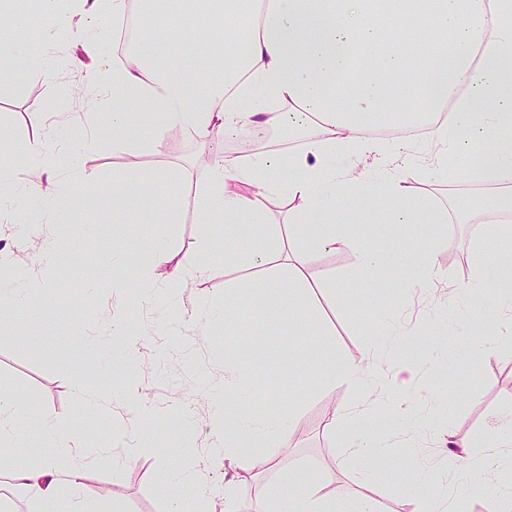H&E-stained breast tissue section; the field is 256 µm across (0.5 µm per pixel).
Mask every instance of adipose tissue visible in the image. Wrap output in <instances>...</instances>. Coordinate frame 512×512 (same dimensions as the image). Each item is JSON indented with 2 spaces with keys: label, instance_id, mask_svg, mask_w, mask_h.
<instances>
[{
  "label": "adipose tissue",
  "instance_id": "ef3b65f1",
  "mask_svg": "<svg viewBox=\"0 0 512 512\" xmlns=\"http://www.w3.org/2000/svg\"><path fill=\"white\" fill-rule=\"evenodd\" d=\"M144 29L138 39L112 54V71L89 91L107 100L104 123L113 132L151 131L161 137L173 125L190 127L203 140L216 133L282 125L285 115L312 129L299 151L250 154L232 160L216 157L198 176L196 211L200 223L223 217L226 234L246 224L250 233L237 250L254 269L273 267L267 288L281 283L306 287L305 271L328 247L350 249L361 274L414 266L425 281L436 275L429 247L370 248L334 220L336 200L372 196L382 189L394 202L372 209L383 224H445L446 208L417 194L410 183L416 159L397 140L377 136L380 128H401L403 115L417 112L434 149L431 171L448 170L449 156L466 159L474 144L489 142L484 154L498 192L490 208L500 218L499 251L476 261L478 289L467 290L471 304L489 308L487 323H470L469 344L481 353L493 342L512 341V0H140ZM405 78L409 96H401L395 77ZM346 152L355 161L345 169L328 160ZM287 188H280V177ZM159 171L112 181L114 223L126 215L152 227L153 257L144 281L172 283L185 273L208 277V264L173 262L169 228L178 221L177 198L158 196L150 207L131 211L144 182L163 180ZM72 188L55 185L43 193V211L53 224L73 225L76 233L92 226L77 223ZM290 203L287 229L269 224L270 206ZM289 243L288 262L275 267L281 243ZM112 334L122 338L121 352L135 359L141 338L126 329L127 289L112 280ZM396 327L373 332L371 353L356 363L330 358L334 380L356 388L362 402L378 396L394 412L411 418L408 393L422 369L397 358L378 372L373 354L399 335ZM247 363L224 353V388L206 401L215 431L208 444L213 455L236 462L250 448L287 447L290 416L252 414L242 397ZM34 427L45 447L37 459L24 451V431ZM329 434H341L371 468L402 455L415 460L420 491L412 512H461L476 484L494 492L492 512H512V416L489 424L488 445L449 440L444 464L418 460L417 448H395L385 436L366 435L357 415L327 422ZM0 488L27 506V512H56L63 488L81 484L95 449L80 433L63 430L49 417L32 415L24 400L0 392ZM271 512H377L368 496L336 506L321 484L289 472Z\"/></svg>",
  "mask_w": 512,
  "mask_h": 512
}]
</instances>
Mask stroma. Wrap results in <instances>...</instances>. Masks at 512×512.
Here are the masks:
<instances>
[{
  "label": "stroma",
  "instance_id": "obj_1",
  "mask_svg": "<svg viewBox=\"0 0 512 512\" xmlns=\"http://www.w3.org/2000/svg\"><path fill=\"white\" fill-rule=\"evenodd\" d=\"M72 19V30L64 40L43 28L28 31V56L13 60L0 73V132L11 146L5 160L14 187L20 189L27 188L33 177L27 166L15 165V155L23 153L28 143L51 137L58 153L54 178L79 181L77 215L96 221L98 230L77 241L69 227L56 226L63 256L43 265L37 253L45 227L29 220L43 208L40 195L29 196L20 210L0 216V254L7 258L0 268V282L32 294L29 304L13 311L11 327L0 330V390L18 394L32 413L49 415L62 428L83 433L87 442L105 447L126 414L116 406L107 416L82 404L74 381L82 379L90 394L109 396L123 387L126 378H138L145 397L165 420L159 447L119 468L106 458L89 465L81 491L102 500L110 512H166L157 482L163 469L173 467L181 457L180 414L186 410L195 414L193 458L202 457L199 448L212 437L209 414L199 403L208 387L224 381V326L213 313L223 306L224 289L229 286L235 290L243 333L239 353L248 358L251 375L266 377L265 384L250 385L246 403L256 413H290L292 446L260 449L269 465L257 473L228 464L220 456L206 458L212 508L222 512L225 494L246 483L250 489L237 497L236 512H266L279 495L282 475L305 470L324 479L336 503L367 494L379 512H410L416 486L404 458H397L368 482L365 462L345 461L344 441L324 433L325 422L352 408L358 399L353 387L330 379L326 358L333 354L348 362L360 361L368 352L372 330L393 311L403 313L402 325L408 330L435 324L436 334L425 345L404 347L405 356H418L425 371L439 381L431 390L414 395L416 423L406 425L377 399L367 405L363 426L375 434L386 433L394 445H416L426 460L436 464L444 463L449 439L481 441L492 420L512 414V343L495 345L490 353L473 359L458 354L468 332L459 318L467 312L450 300L452 287L470 284L477 255L492 254L496 243L486 223L487 212L477 207L493 189L470 172L481 150H474L468 162L458 164L447 178L426 171L417 176L418 192L470 217L469 223L450 225L447 242L436 245L439 277L433 285H419L417 270L409 266L366 279L357 270L355 255L338 248L316 255L306 271L310 288L283 287L273 292L265 288L263 274L225 251L223 224L197 221L199 171L215 154L235 156L232 140L218 134L205 143L189 128L174 126L157 147L146 135L129 138L107 131L95 151L72 154V146L90 130L82 118L94 109L83 93L87 80L112 64V12L99 10L89 23L76 11ZM87 43L96 45V56H86ZM44 55L58 60L52 73H43L36 65ZM36 103L42 108L37 125L29 118ZM140 170L165 174L164 180L143 185V201L167 193L183 202L170 240L175 259H204L211 266L208 278L188 277L178 309L162 289L153 298L139 297L149 254V226L113 223L111 209L91 206L84 193L90 186L111 192L113 176ZM351 230L385 246L422 240L434 232L428 224H379L370 219ZM116 245L125 253L123 276L134 298L127 310L129 326L142 336L143 345L139 358L131 362L120 351L106 349L102 372L89 373L77 339L112 333L106 320L111 304L104 286L106 272L97 257ZM370 293L383 296L386 304L366 313L362 301ZM298 301L312 303L321 315L320 329L303 337L278 314ZM260 310L265 311V320L257 319ZM452 387L461 391L453 400L448 397Z\"/></svg>",
  "mask_w": 512,
  "mask_h": 512
}]
</instances>
